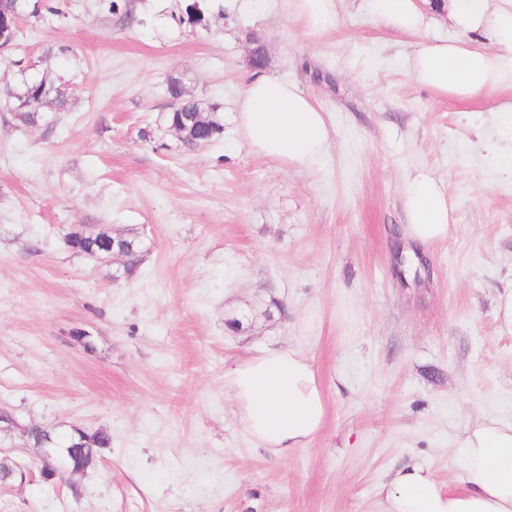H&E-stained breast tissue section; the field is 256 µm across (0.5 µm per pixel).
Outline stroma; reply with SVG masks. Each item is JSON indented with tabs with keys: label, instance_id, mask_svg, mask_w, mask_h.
Returning a JSON list of instances; mask_svg holds the SVG:
<instances>
[{
	"label": "stroma",
	"instance_id": "35a3bbf8",
	"mask_svg": "<svg viewBox=\"0 0 512 512\" xmlns=\"http://www.w3.org/2000/svg\"><path fill=\"white\" fill-rule=\"evenodd\" d=\"M0 54V453L26 479L0 512H369L396 464L442 479L468 420L512 422V176L487 158L492 94L436 95L408 39L342 0L309 33L285 0H38ZM260 36L336 131L323 163L286 167L235 132ZM213 107L224 134L166 130L167 87ZM60 93L35 124L24 86ZM448 186V239H405L402 181ZM91 229L141 241L139 264L74 253ZM94 341L84 349L79 334ZM306 356L323 428L282 458L242 427L224 374L270 347ZM106 432L85 472L45 479L27 430Z\"/></svg>",
	"mask_w": 512,
	"mask_h": 512
}]
</instances>
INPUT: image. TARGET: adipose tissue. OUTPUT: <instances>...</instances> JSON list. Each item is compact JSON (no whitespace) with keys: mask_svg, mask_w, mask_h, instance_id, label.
I'll return each mask as SVG.
<instances>
[{"mask_svg":"<svg viewBox=\"0 0 512 512\" xmlns=\"http://www.w3.org/2000/svg\"><path fill=\"white\" fill-rule=\"evenodd\" d=\"M341 0H288L310 33L335 29ZM364 12L400 36L417 38L407 58L413 79L435 94L471 102L501 94L495 112L494 160H512V0H361ZM448 19L456 35L431 30ZM236 131L258 155L310 170L325 158L333 129L297 84L252 71L236 115ZM405 238L427 245L447 239L453 205L446 184L417 171L402 184ZM224 385L241 423L256 441L285 455L307 447L323 428L326 407L316 371L295 349H267L234 366ZM462 459L451 480L422 462L392 468L374 492L371 512H512V422L492 415L469 421Z\"/></svg>","mask_w":512,"mask_h":512,"instance_id":"obj_1","label":"adipose tissue"}]
</instances>
